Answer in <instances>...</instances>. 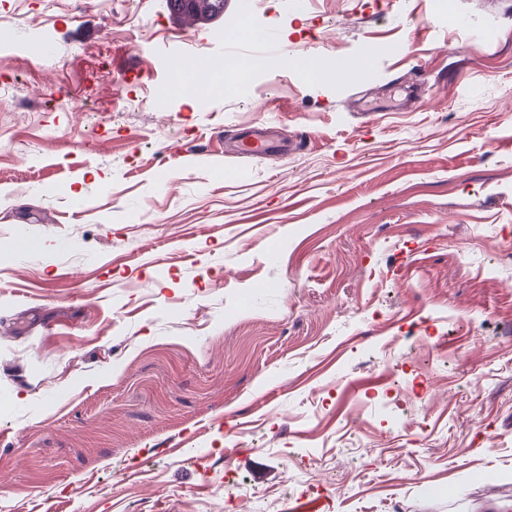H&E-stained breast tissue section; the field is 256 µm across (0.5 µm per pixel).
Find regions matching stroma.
<instances>
[{"mask_svg":"<svg viewBox=\"0 0 512 512\" xmlns=\"http://www.w3.org/2000/svg\"><path fill=\"white\" fill-rule=\"evenodd\" d=\"M239 19L0 0V512L512 500V0H254L297 56L172 92ZM278 148L279 145L262 129L246 132L241 137L239 144L240 153L250 156L268 154Z\"/></svg>","mask_w":512,"mask_h":512,"instance_id":"stroma-1","label":"stroma"}]
</instances>
